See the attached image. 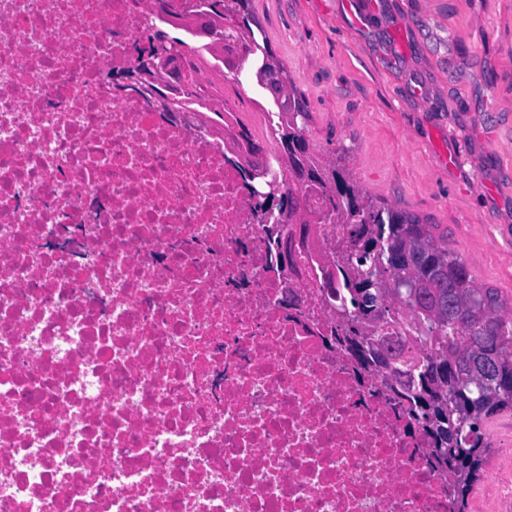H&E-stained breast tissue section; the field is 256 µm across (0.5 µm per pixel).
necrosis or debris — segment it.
<instances>
[{
  "mask_svg": "<svg viewBox=\"0 0 512 512\" xmlns=\"http://www.w3.org/2000/svg\"><path fill=\"white\" fill-rule=\"evenodd\" d=\"M213 3L0 0V512H453L331 339L348 225L254 209L278 108ZM164 53V48H158L156 54L153 56L155 57L154 60L148 62L146 66H142L141 68L130 72L127 77L139 83L150 84L151 82L156 81L162 73L166 74L169 71V60ZM156 60H158V62H156Z\"/></svg>",
  "mask_w": 512,
  "mask_h": 512,
  "instance_id": "1",
  "label": "necrosis or debris"
}]
</instances>
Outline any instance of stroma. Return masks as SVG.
<instances>
[{"instance_id": "obj_1", "label": "stroma", "mask_w": 512, "mask_h": 512, "mask_svg": "<svg viewBox=\"0 0 512 512\" xmlns=\"http://www.w3.org/2000/svg\"><path fill=\"white\" fill-rule=\"evenodd\" d=\"M311 115L373 200L438 225L512 307V0H252Z\"/></svg>"}]
</instances>
